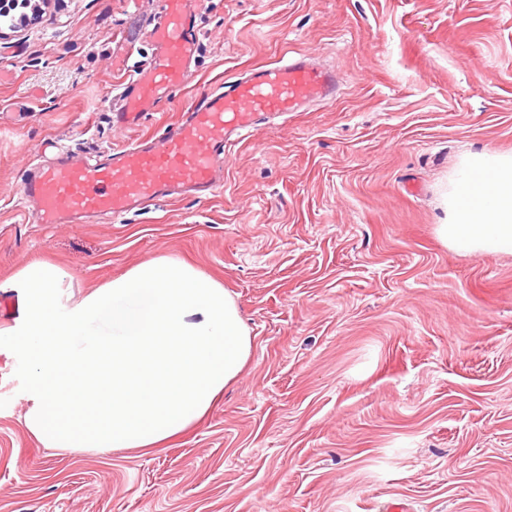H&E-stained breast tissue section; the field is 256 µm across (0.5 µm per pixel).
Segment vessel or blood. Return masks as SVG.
<instances>
[{"label":"vessel or blood","instance_id":"obj_1","mask_svg":"<svg viewBox=\"0 0 512 512\" xmlns=\"http://www.w3.org/2000/svg\"><path fill=\"white\" fill-rule=\"evenodd\" d=\"M148 36L152 60L137 67L117 94L114 123L140 125L146 115L171 105L199 46L195 0H159ZM341 77L335 69L297 54L253 68L194 99L180 119L110 156L72 160L62 156L31 169L20 192L34 207L35 224L119 218L163 198L206 197L220 186L224 154L260 117L303 111L333 102Z\"/></svg>","mask_w":512,"mask_h":512}]
</instances>
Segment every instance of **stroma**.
<instances>
[{
    "label": "stroma",
    "instance_id": "stroma-1",
    "mask_svg": "<svg viewBox=\"0 0 512 512\" xmlns=\"http://www.w3.org/2000/svg\"><path fill=\"white\" fill-rule=\"evenodd\" d=\"M157 0H48L0 24V325L33 260L87 293L161 256L221 282L254 348L207 415L162 447H43L29 378L0 349V512H512V255L436 228L465 155L512 154V0H198L186 83L141 126L114 95L148 63ZM294 53L334 103L261 118L197 199L34 224L25 173L104 156L201 92Z\"/></svg>",
    "mask_w": 512,
    "mask_h": 512
}]
</instances>
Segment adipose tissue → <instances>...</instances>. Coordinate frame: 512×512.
Returning a JSON list of instances; mask_svg holds the SVG:
<instances>
[{
	"instance_id": "adipose-tissue-1",
	"label": "adipose tissue",
	"mask_w": 512,
	"mask_h": 512,
	"mask_svg": "<svg viewBox=\"0 0 512 512\" xmlns=\"http://www.w3.org/2000/svg\"><path fill=\"white\" fill-rule=\"evenodd\" d=\"M441 241L462 255L512 254V155H467L441 196ZM68 274L26 263L21 322L0 348L27 370L24 424L47 448H155L199 422L247 365L253 338L223 286L169 257L139 263L73 302Z\"/></svg>"
}]
</instances>
